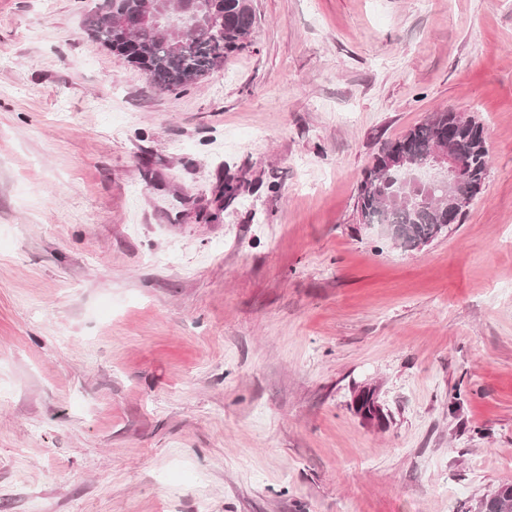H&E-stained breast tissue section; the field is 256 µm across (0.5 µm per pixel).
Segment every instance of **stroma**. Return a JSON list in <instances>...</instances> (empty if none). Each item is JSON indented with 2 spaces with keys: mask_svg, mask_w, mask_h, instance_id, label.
I'll return each mask as SVG.
<instances>
[{
  "mask_svg": "<svg viewBox=\"0 0 512 512\" xmlns=\"http://www.w3.org/2000/svg\"><path fill=\"white\" fill-rule=\"evenodd\" d=\"M98 2L0 0V512H475L512 483V0H252L250 45L171 92L89 37ZM440 108L491 166L406 250L357 183Z\"/></svg>",
  "mask_w": 512,
  "mask_h": 512,
  "instance_id": "35a3bbf8",
  "label": "stroma"
}]
</instances>
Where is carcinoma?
Here are the masks:
<instances>
[{
    "label": "carcinoma",
    "mask_w": 512,
    "mask_h": 512,
    "mask_svg": "<svg viewBox=\"0 0 512 512\" xmlns=\"http://www.w3.org/2000/svg\"><path fill=\"white\" fill-rule=\"evenodd\" d=\"M153 0H103L88 13L84 27L89 36L108 47L129 46L142 57L147 76L160 91L195 85L224 66L230 55L246 48L255 26L251 0H211L224 5V25L212 27L206 11H183L185 0H168L170 13L184 20L181 45L168 42L151 26L140 27L123 38L108 23L112 12L138 14ZM451 146L461 180L454 186L439 176L416 185L385 165L394 153L405 155L417 168L428 163L441 146ZM489 173L487 133L482 123L462 112L439 110L411 127L401 138L384 144L357 185L358 214L372 224H387L403 248H417L446 233L448 206L456 196L468 201L478 194ZM479 512H512V484L502 485L479 504Z\"/></svg>",
    "instance_id": "carcinoma-1"
}]
</instances>
